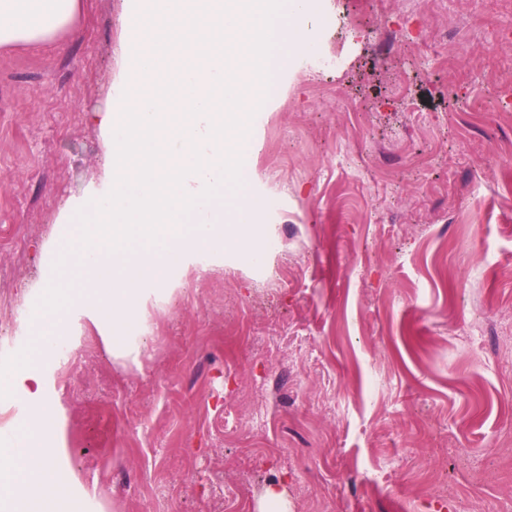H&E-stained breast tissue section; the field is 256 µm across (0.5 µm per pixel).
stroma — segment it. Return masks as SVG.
Here are the masks:
<instances>
[{"mask_svg":"<svg viewBox=\"0 0 512 512\" xmlns=\"http://www.w3.org/2000/svg\"><path fill=\"white\" fill-rule=\"evenodd\" d=\"M245 138L225 207L277 252L214 249L148 286L135 353L74 309L83 362L42 365L64 512H512V0H320ZM125 0L54 45L0 46V358L93 196ZM335 55L341 66L322 68ZM32 399L0 402L17 448Z\"/></svg>","mask_w":512,"mask_h":512,"instance_id":"1","label":"stroma"}]
</instances>
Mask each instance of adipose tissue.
<instances>
[{"instance_id": "1", "label": "adipose tissue", "mask_w": 512, "mask_h": 512, "mask_svg": "<svg viewBox=\"0 0 512 512\" xmlns=\"http://www.w3.org/2000/svg\"><path fill=\"white\" fill-rule=\"evenodd\" d=\"M78 6L79 0H0V45H52L71 25ZM19 390L35 400L32 428L40 430L56 421V404L40 398L36 366H27L21 378L0 379V397ZM54 454V449L34 437L20 448H0V474L8 478L5 493L12 512H55L56 500L69 491V476L55 467Z\"/></svg>"}]
</instances>
